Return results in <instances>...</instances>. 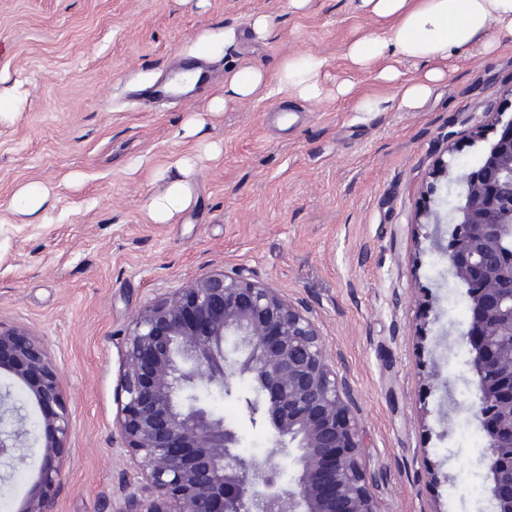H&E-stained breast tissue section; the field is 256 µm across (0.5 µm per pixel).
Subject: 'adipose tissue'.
<instances>
[{
    "label": "adipose tissue",
    "mask_w": 512,
    "mask_h": 512,
    "mask_svg": "<svg viewBox=\"0 0 512 512\" xmlns=\"http://www.w3.org/2000/svg\"><path fill=\"white\" fill-rule=\"evenodd\" d=\"M360 8L386 23L390 37L355 41L347 59L356 68L376 70V78L382 82L397 77L396 61L425 63L423 74L402 92L403 104L411 108L423 102L433 83L443 78L449 57L464 55L478 45L492 50L487 40L492 31L512 37V0H360ZM323 66V60L316 57H291L280 65L278 80L292 95L312 100L322 93ZM267 86L264 71L242 67L225 76L224 91L213 97L211 109L219 112L228 102L254 98ZM191 174V164L181 162L179 177L164 194L152 199L149 213L155 222H170L192 205Z\"/></svg>",
    "instance_id": "1"
}]
</instances>
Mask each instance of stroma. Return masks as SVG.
Returning <instances> with one entry per match:
<instances>
[{
	"instance_id": "35a3bbf8",
	"label": "stroma",
	"mask_w": 512,
	"mask_h": 512,
	"mask_svg": "<svg viewBox=\"0 0 512 512\" xmlns=\"http://www.w3.org/2000/svg\"><path fill=\"white\" fill-rule=\"evenodd\" d=\"M259 14L273 21L264 41L250 32ZM206 36L211 73L191 103L132 98ZM388 36L357 0H0V90L13 96L0 105V324L45 340L73 413L55 512H117L121 487L137 488L115 438L123 339L135 313L216 270L280 290L317 322L351 386L366 461L384 471V512H493L462 340L468 297L415 215L461 192L433 176L438 155L451 173L479 163L478 128L512 117V40L449 59L408 109L400 88L422 62H398L381 85L345 57L356 39ZM306 55L325 61L318 101L277 82L283 59ZM246 65L265 71L268 94L211 112L225 75ZM345 80L353 92L337 95ZM196 119L204 129L185 135ZM182 158L195 201L156 223L149 201ZM44 187L46 218L28 221L18 193ZM1 388L28 414L26 465L0 467V512H18L44 419L8 372ZM250 393L240 381L198 396L259 458L272 443L246 415Z\"/></svg>"
}]
</instances>
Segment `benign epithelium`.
Instances as JSON below:
<instances>
[{
    "mask_svg": "<svg viewBox=\"0 0 512 512\" xmlns=\"http://www.w3.org/2000/svg\"><path fill=\"white\" fill-rule=\"evenodd\" d=\"M494 133L480 164L460 169L455 206L427 203L417 221L452 225L435 247L470 301L464 341L486 441V491L495 512H512V117L496 119ZM230 337L243 353L232 364ZM122 359L116 430L144 487L121 489L116 512H383V475L363 454L351 386L316 322L277 289L239 272L203 274L132 318ZM3 367L43 411L46 431L19 512H54L72 428L57 366L41 337L0 325ZM236 376L250 379L246 412L266 423L280 458L243 457L235 428L183 397L199 384L229 395ZM23 425V407L1 394L0 461L10 467L26 460ZM288 465L294 478L284 484Z\"/></svg>",
    "mask_w": 512,
    "mask_h": 512,
    "instance_id": "7a95c632",
    "label": "benign epithelium"
}]
</instances>
